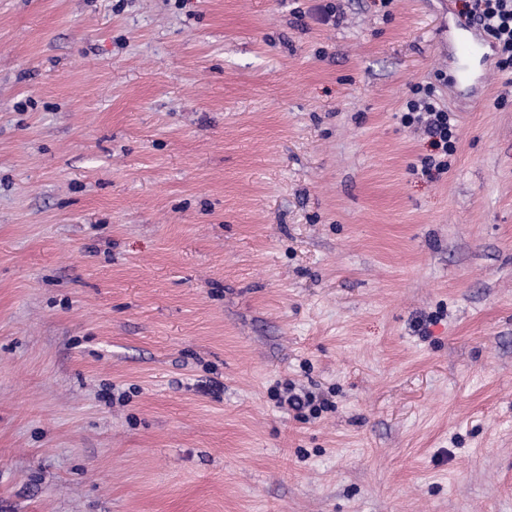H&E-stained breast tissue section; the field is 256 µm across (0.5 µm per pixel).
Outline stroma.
<instances>
[{"label":"stroma","instance_id":"stroma-1","mask_svg":"<svg viewBox=\"0 0 512 512\" xmlns=\"http://www.w3.org/2000/svg\"><path fill=\"white\" fill-rule=\"evenodd\" d=\"M460 5L0 0V512H512V75L451 82ZM412 97L406 101V112L401 115L405 127H414L437 150L421 160L422 175H441L448 171V156L454 154L457 125L453 114L434 98V89L428 85H414ZM286 394L277 395V403L281 406H287L288 410H293L303 417L311 416L318 418L321 412L331 408V404L325 398H317L312 392H296L291 385L286 388ZM308 411V415L305 411Z\"/></svg>","mask_w":512,"mask_h":512}]
</instances>
